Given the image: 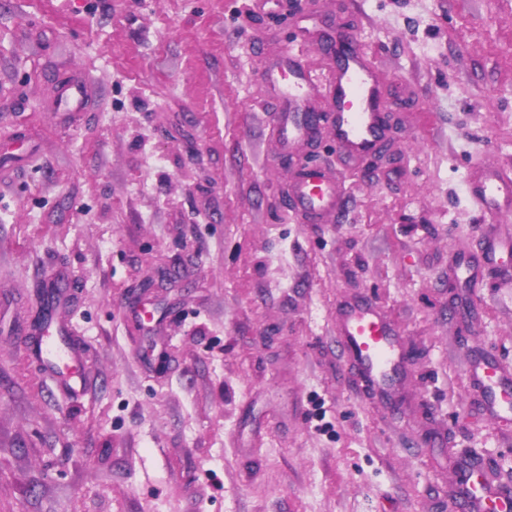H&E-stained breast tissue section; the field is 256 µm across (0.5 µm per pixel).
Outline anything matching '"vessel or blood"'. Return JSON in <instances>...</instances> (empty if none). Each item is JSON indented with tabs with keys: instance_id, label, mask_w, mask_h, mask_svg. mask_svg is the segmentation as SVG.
Masks as SVG:
<instances>
[{
	"instance_id": "obj_1",
	"label": "vessel or blood",
	"mask_w": 512,
	"mask_h": 512,
	"mask_svg": "<svg viewBox=\"0 0 512 512\" xmlns=\"http://www.w3.org/2000/svg\"><path fill=\"white\" fill-rule=\"evenodd\" d=\"M332 39L338 54L330 72L332 111L315 110L318 89L295 56H278L267 66L266 83L281 91L284 98L274 133L287 155L297 144L309 141L321 124H328L337 148L349 162L356 163L375 154L384 139L387 115L381 110L383 88L367 54L344 30H336ZM471 195L481 208L512 214V177L484 173L472 186ZM291 197L294 205L315 221L342 206L338 179L325 168L299 169L291 184ZM337 333L343 336L369 392L387 406L397 407V385L406 357L390 325L374 308L354 305L345 311ZM32 348L61 383L71 388L78 385L68 329L45 327ZM470 374L482 388L492 413L512 412V376L487 363L473 365ZM460 486L469 512H512V495L492 489L481 469L462 468Z\"/></svg>"
}]
</instances>
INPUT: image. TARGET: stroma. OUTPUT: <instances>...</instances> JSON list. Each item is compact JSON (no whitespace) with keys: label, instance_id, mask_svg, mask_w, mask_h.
I'll use <instances>...</instances> for the list:
<instances>
[{"label":"stroma","instance_id":"obj_1","mask_svg":"<svg viewBox=\"0 0 512 512\" xmlns=\"http://www.w3.org/2000/svg\"><path fill=\"white\" fill-rule=\"evenodd\" d=\"M303 10L388 86L357 166L272 136L267 56L328 81ZM299 164L340 173L331 223L289 201ZM484 166L512 172V0H0V512H465L472 458L512 491V418L466 374L512 368V278L451 269L481 256ZM55 288L75 392L21 335ZM350 298L398 330L400 408L336 336Z\"/></svg>","mask_w":512,"mask_h":512}]
</instances>
